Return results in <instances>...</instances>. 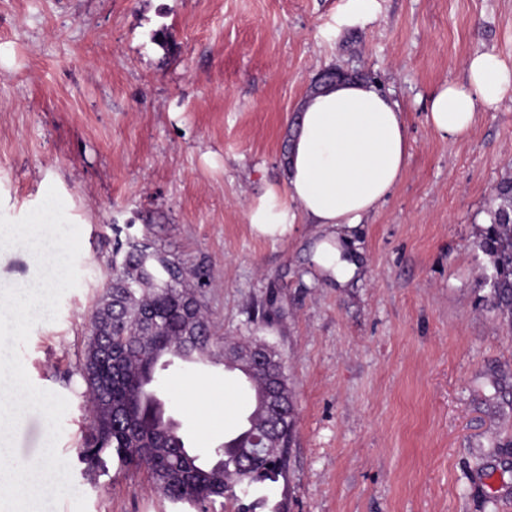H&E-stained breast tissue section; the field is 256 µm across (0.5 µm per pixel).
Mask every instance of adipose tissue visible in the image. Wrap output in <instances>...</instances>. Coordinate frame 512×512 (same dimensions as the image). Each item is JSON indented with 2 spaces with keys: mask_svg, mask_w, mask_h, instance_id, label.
<instances>
[{
  "mask_svg": "<svg viewBox=\"0 0 512 512\" xmlns=\"http://www.w3.org/2000/svg\"><path fill=\"white\" fill-rule=\"evenodd\" d=\"M466 81L433 94L428 120L441 137L466 136L478 111L496 110L512 93V67L489 52L470 56ZM409 155L399 104L372 83L347 80L298 105L283 191L268 190L249 211L259 235L286 234L296 219L309 224H358L401 181ZM296 210H289V203Z\"/></svg>",
  "mask_w": 512,
  "mask_h": 512,
  "instance_id": "adipose-tissue-1",
  "label": "adipose tissue"
}]
</instances>
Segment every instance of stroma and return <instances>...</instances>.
Here are the masks:
<instances>
[{
	"label": "stroma",
	"instance_id": "1",
	"mask_svg": "<svg viewBox=\"0 0 512 512\" xmlns=\"http://www.w3.org/2000/svg\"><path fill=\"white\" fill-rule=\"evenodd\" d=\"M493 52L512 66V0H0V214L56 187L81 230L79 283L21 349L31 382L65 397L57 443L86 512H193L145 468L87 472L80 377L91 316L119 242L148 237L209 274L213 336L280 353L296 405L287 474L210 512H512V324L494 309L477 246L512 178V96L466 138H442L430 96ZM363 73L401 106V182L342 229L362 273L340 284L296 221L271 240L248 212L284 187L290 125L329 68ZM37 261L0 250V288ZM167 409L193 450L233 432L249 399L220 369L164 373ZM48 440L40 412L15 433L19 462Z\"/></svg>",
	"mask_w": 512,
	"mask_h": 512
}]
</instances>
